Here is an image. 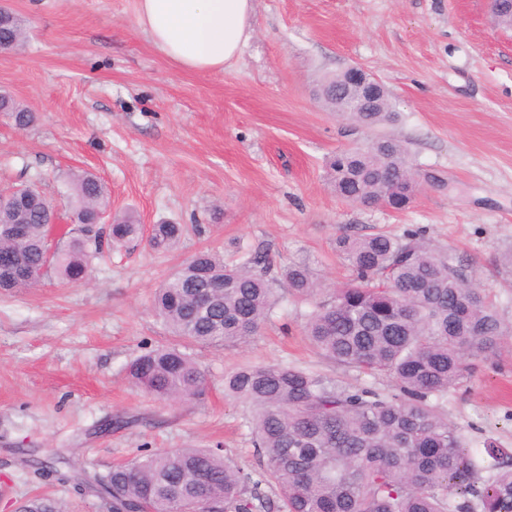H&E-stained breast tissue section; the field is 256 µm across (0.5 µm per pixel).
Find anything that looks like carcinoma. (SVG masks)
Here are the masks:
<instances>
[{
	"label": "carcinoma",
	"mask_w": 512,
	"mask_h": 512,
	"mask_svg": "<svg viewBox=\"0 0 512 512\" xmlns=\"http://www.w3.org/2000/svg\"><path fill=\"white\" fill-rule=\"evenodd\" d=\"M23 19L0 29V50H19ZM352 93L332 77L317 89L329 107ZM0 112L24 130L35 115L0 94ZM345 118L365 130L398 119L391 98ZM336 196L362 207L401 209V190L417 182L403 141L386 136L337 153L328 162ZM19 185L0 210V290L35 287L47 274L82 280L103 242L118 248L143 235L132 212L109 218L108 192L94 174L67 182L74 228L49 242L52 200ZM24 225V235L8 232ZM183 225L155 224L148 243L177 247ZM336 252L352 278L326 299L306 262L272 276L271 262L246 252L239 263L207 248L158 289L154 308L172 333L200 345L244 344L270 321L284 298L310 306L304 330L325 358L358 376L386 379L393 391L352 387L286 362L245 363L224 378L226 396L251 410L248 427L260 467L243 472L220 448H177L140 454L104 477L85 481L112 512H512V453L491 444L465 446L443 403L475 362L498 347L507 327L487 295L474 286L477 269L451 248L435 247L424 231L401 236L342 234ZM131 385L164 401L198 396L204 374L191 354L175 347L146 349L125 365ZM275 489L279 505L268 491ZM22 512H64L47 497L25 501Z\"/></svg>",
	"instance_id": "carcinoma-1"
}]
</instances>
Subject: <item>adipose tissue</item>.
Masks as SVG:
<instances>
[{"label": "adipose tissue", "instance_id": "obj_1", "mask_svg": "<svg viewBox=\"0 0 512 512\" xmlns=\"http://www.w3.org/2000/svg\"><path fill=\"white\" fill-rule=\"evenodd\" d=\"M138 2V22L151 43L190 72L223 71L251 35L254 0Z\"/></svg>", "mask_w": 512, "mask_h": 512}]
</instances>
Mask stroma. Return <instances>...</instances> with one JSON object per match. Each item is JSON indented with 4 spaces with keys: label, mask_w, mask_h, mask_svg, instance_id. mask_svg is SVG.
Instances as JSON below:
<instances>
[{
    "label": "stroma",
    "mask_w": 512,
    "mask_h": 512,
    "mask_svg": "<svg viewBox=\"0 0 512 512\" xmlns=\"http://www.w3.org/2000/svg\"><path fill=\"white\" fill-rule=\"evenodd\" d=\"M28 27L23 50L0 51V92L37 115L19 130L0 115V188L41 173L65 205L71 173L110 191L113 212L144 230L184 224L178 246L107 251L86 280L42 278L0 292V512L36 495L68 512H110L84 479L158 449L222 447L257 469L246 404L225 397L224 375L244 361L287 362L336 382L354 371L319 356L304 335L308 306L282 304L245 346H194L204 392L170 404L129 385L124 366L143 348L174 344L152 301L204 248L225 263L239 246L275 267L306 261L331 285L349 270L334 241L425 229L479 270L481 288L512 327V31L487 0H255L242 55L219 73L188 72L138 24V0H5ZM359 66L388 88L400 114L383 131L405 141L423 180L402 211L366 209L332 191L327 159L374 139L316 96L327 76ZM448 420L467 447L512 452V335L449 390ZM134 425L105 428L114 415ZM52 461L54 474L33 467Z\"/></svg>",
    "instance_id": "obj_1"
}]
</instances>
